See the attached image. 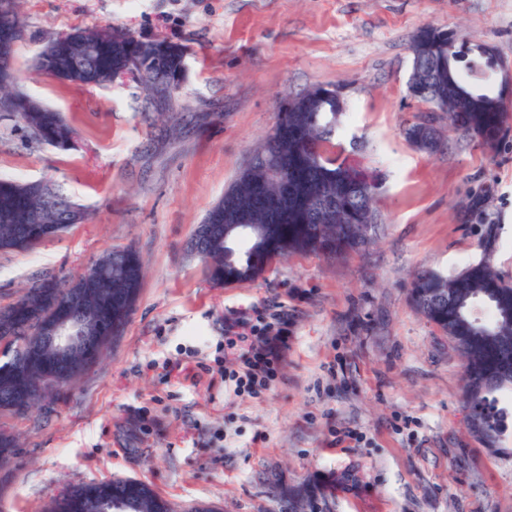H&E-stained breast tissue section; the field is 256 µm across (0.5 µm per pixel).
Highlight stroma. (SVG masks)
<instances>
[{"label": "stroma", "mask_w": 512, "mask_h": 512, "mask_svg": "<svg viewBox=\"0 0 512 512\" xmlns=\"http://www.w3.org/2000/svg\"><path fill=\"white\" fill-rule=\"evenodd\" d=\"M22 89L76 132L63 149L0 113V177L53 180L88 221L0 253V307L39 279L80 275L133 247L145 278L120 338L51 403L0 413L16 436L0 512H44L64 487L144 481L177 512H287L284 489L348 472L314 512H512V429L501 448L469 431L463 360L409 296L421 267L451 277L490 259L512 282V120L494 151L435 120L427 154L403 130L409 50L425 25L469 34L512 65V0H20ZM109 24L186 46L183 88L158 116L141 85L81 88L34 71L75 28ZM335 86V143L379 179L368 248L275 259L258 279L213 283L188 242L276 126L280 103ZM288 317L282 366L260 397L234 396L226 325Z\"/></svg>", "instance_id": "1"}]
</instances>
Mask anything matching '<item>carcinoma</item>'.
<instances>
[{"label":"carcinoma","mask_w":512,"mask_h":512,"mask_svg":"<svg viewBox=\"0 0 512 512\" xmlns=\"http://www.w3.org/2000/svg\"><path fill=\"white\" fill-rule=\"evenodd\" d=\"M421 28L410 44L412 74L410 94L435 105L448 118L452 131L476 138L494 150L505 131L508 105L486 84L489 69L475 46L445 48L432 33ZM78 46L106 47L101 64L85 74H62L65 63L35 58L37 70L84 87H106L131 57L141 60L140 84L150 97L159 85H179L184 77L185 49L155 41L144 47L131 34L111 26L78 28ZM316 86L291 98L292 107L281 117L254 151L224 196L208 211L203 247L209 278L218 285L252 281L269 261L294 254L340 257L368 246L377 223L375 179L339 160L334 136L346 111L344 99L326 96ZM21 91L0 87L1 97H18L14 116L33 137L66 147L74 129L60 113L47 107H30ZM419 150L440 148L435 131L416 124L404 130ZM84 211L78 202L52 184L34 188L31 183L0 178V252H27L42 241L70 227L72 211ZM249 224L258 233L251 237L224 234L228 224ZM94 274L75 279L48 277L39 280L12 304L0 308V327L26 336L47 320L64 312L73 301L89 335L102 337V347L76 354L69 363L54 361V350L44 346L28 350L15 343L0 347V412L26 415L42 401L96 365L111 341L122 336L141 293L145 268L132 247L113 248L97 260ZM410 297L421 314L454 342L464 359V399L469 418L497 432L509 414L497 406V394L512 392V380L486 389L483 381L503 370L512 371V285L494 267L480 260L448 278L420 270L412 277ZM18 445L0 430V467L15 462ZM350 482L340 474L325 486L289 490L285 496L293 512H305L318 496ZM124 501L128 512H174L172 503L147 483L132 478H112L65 487L53 497L46 512H114L112 503Z\"/></svg>","instance_id":"obj_1"}]
</instances>
